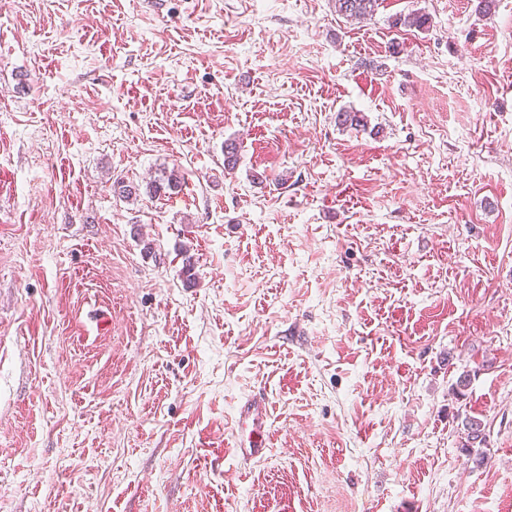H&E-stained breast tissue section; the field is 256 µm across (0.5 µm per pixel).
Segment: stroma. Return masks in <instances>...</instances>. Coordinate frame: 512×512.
Segmentation results:
<instances>
[{"label":"stroma","instance_id":"stroma-1","mask_svg":"<svg viewBox=\"0 0 512 512\" xmlns=\"http://www.w3.org/2000/svg\"><path fill=\"white\" fill-rule=\"evenodd\" d=\"M477 4L0 0V512H512V0ZM336 13L347 20H366L375 13L378 0H332ZM236 424V448L242 462L250 463L263 458L268 450L266 400L263 397L245 400L238 408Z\"/></svg>","mask_w":512,"mask_h":512}]
</instances>
